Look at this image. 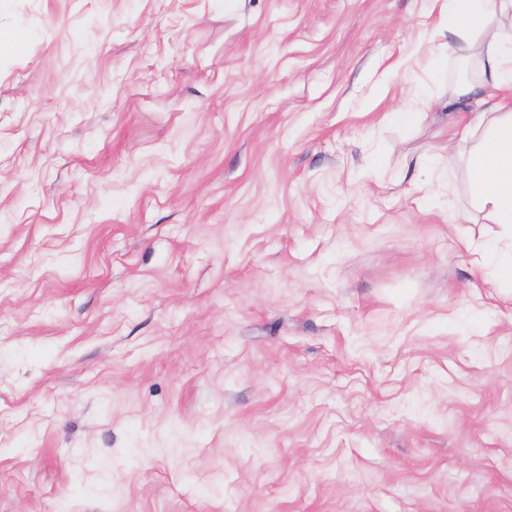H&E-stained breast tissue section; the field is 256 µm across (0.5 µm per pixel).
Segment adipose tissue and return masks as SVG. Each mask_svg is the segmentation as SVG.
Returning a JSON list of instances; mask_svg holds the SVG:
<instances>
[{
    "label": "adipose tissue",
    "instance_id": "ef3b65f1",
    "mask_svg": "<svg viewBox=\"0 0 512 512\" xmlns=\"http://www.w3.org/2000/svg\"><path fill=\"white\" fill-rule=\"evenodd\" d=\"M448 32L476 72L458 80L448 97L452 112L483 102L484 141L467 161L477 205L493 223L512 229V32L498 26L496 15L512 12V0H444Z\"/></svg>",
    "mask_w": 512,
    "mask_h": 512
}]
</instances>
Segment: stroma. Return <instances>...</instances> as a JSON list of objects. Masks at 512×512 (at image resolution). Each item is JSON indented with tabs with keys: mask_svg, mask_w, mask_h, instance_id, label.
I'll use <instances>...</instances> for the list:
<instances>
[{
	"mask_svg": "<svg viewBox=\"0 0 512 512\" xmlns=\"http://www.w3.org/2000/svg\"><path fill=\"white\" fill-rule=\"evenodd\" d=\"M437 21L0 0V512H512Z\"/></svg>",
	"mask_w": 512,
	"mask_h": 512,
	"instance_id": "35a3bbf8",
	"label": "stroma"
}]
</instances>
